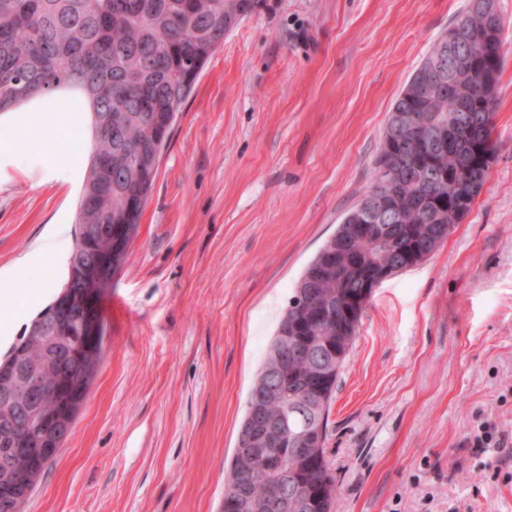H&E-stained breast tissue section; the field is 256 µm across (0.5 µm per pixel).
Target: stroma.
<instances>
[{
    "label": "stroma",
    "mask_w": 512,
    "mask_h": 512,
    "mask_svg": "<svg viewBox=\"0 0 512 512\" xmlns=\"http://www.w3.org/2000/svg\"><path fill=\"white\" fill-rule=\"evenodd\" d=\"M469 0H264L178 113L136 237L100 300L96 378L23 512H217L224 460L290 289L370 183L392 103ZM495 160L425 262L369 299L326 456L337 512H512L469 448L512 432V0ZM0 356L59 293L83 174L77 132L0 115Z\"/></svg>",
    "instance_id": "1"
}]
</instances>
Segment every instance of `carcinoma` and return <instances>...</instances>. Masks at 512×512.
<instances>
[{"label": "carcinoma", "mask_w": 512, "mask_h": 512, "mask_svg": "<svg viewBox=\"0 0 512 512\" xmlns=\"http://www.w3.org/2000/svg\"><path fill=\"white\" fill-rule=\"evenodd\" d=\"M263 0H0V111L38 94L69 92L77 109L91 108L90 157L82 175L75 216L71 255L87 256L81 245L84 224H118L129 198L146 200L157 175L146 178L142 166L159 162L165 142L162 125L174 122L190 96L208 58L224 43L229 11L241 9L247 17ZM461 16L470 24L453 22L432 45L394 101L375 160L371 184L344 215L336 232L306 264L292 288L257 377L250 386L244 419L249 424L254 393L274 379V352L282 336H306L315 351L288 365L282 397L263 403L271 419H280L288 439L303 441L306 424L320 433L318 452L302 478L315 491L336 486L326 456L331 402L357 325L344 336L315 319L322 305L358 288L377 259L391 265L404 261L411 247L438 249L450 230L467 215L486 184L494 158V116L502 68V26L498 11L476 15L467 8ZM448 59L449 78L466 89L463 100L432 91L435 66ZM468 113L473 123L456 128L438 142L434 159L446 171L468 172L467 182L415 187L416 173L402 154L390 150L394 133L411 131L413 118L436 116L454 123L457 113ZM396 172L391 190L399 213L383 220L388 239L376 243L355 230L361 205L382 188L383 169ZM82 314L70 310L57 323L42 328L31 321L0 362L17 374L12 398L0 399V450L11 447L14 428L33 423L35 416H53L64 408L74 422L97 370L102 346L94 354L79 351ZM326 363L311 408L301 404L317 365ZM36 371L43 392L32 395L25 374ZM20 472L15 481L19 505L29 499L46 463L33 464L28 456H13ZM279 486L274 476L253 482L259 499L269 498Z\"/></svg>", "instance_id": "carcinoma-1"}]
</instances>
